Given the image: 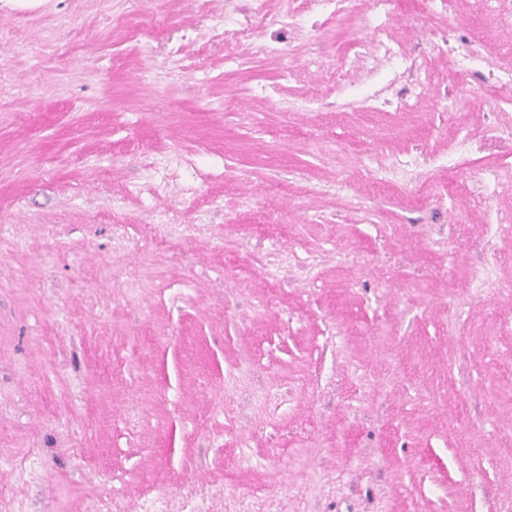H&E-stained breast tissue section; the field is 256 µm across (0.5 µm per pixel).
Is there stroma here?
Segmentation results:
<instances>
[{
  "mask_svg": "<svg viewBox=\"0 0 512 512\" xmlns=\"http://www.w3.org/2000/svg\"><path fill=\"white\" fill-rule=\"evenodd\" d=\"M510 72L492 0H0V512H512Z\"/></svg>",
  "mask_w": 512,
  "mask_h": 512,
  "instance_id": "obj_1",
  "label": "stroma"
}]
</instances>
